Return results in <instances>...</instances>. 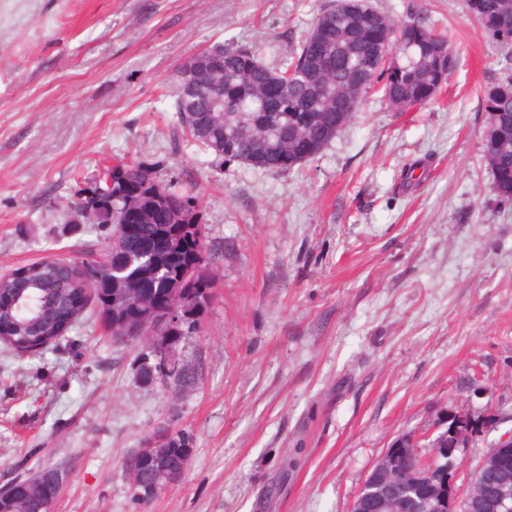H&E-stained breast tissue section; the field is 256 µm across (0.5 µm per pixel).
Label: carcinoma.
Here are the masks:
<instances>
[{
    "instance_id": "obj_1",
    "label": "carcinoma",
    "mask_w": 512,
    "mask_h": 512,
    "mask_svg": "<svg viewBox=\"0 0 512 512\" xmlns=\"http://www.w3.org/2000/svg\"><path fill=\"white\" fill-rule=\"evenodd\" d=\"M476 0L466 7L477 24L504 49L512 50V0H488L491 10L475 9ZM349 0H333L316 15L310 32L299 47L278 67H271L250 47L228 45L215 50L224 65L191 56L179 63L176 72L194 67L189 81L173 77L171 87L178 124L204 152L226 163L237 162L256 169L286 171L305 161L293 156L294 142L310 140L315 153L336 136L358 107L352 88L370 79V88L381 87L387 104L398 112L422 108L427 102L420 94L432 89L436 99L452 75L456 50L448 37L429 27L415 15L396 21L376 10L369 0H357L359 12L348 14ZM380 23L399 33L388 46L369 39V30ZM317 38L326 48V66L312 58L310 39ZM396 59L398 68L385 77L380 65L387 57ZM511 67L484 92V158L493 177L512 167V54ZM285 88L279 110L263 105L268 88ZM126 184L112 186V229L125 224L127 193L136 191L142 219L126 224L132 241L125 247L104 239L100 260L37 261L19 266L0 277V345L18 354L48 350L72 329L87 311L78 300L83 284L91 282L96 296V316L110 336L122 343L138 344L140 336L124 335L112 327V293L120 289L131 299L147 303L171 300L186 311L183 333L156 335L172 352L187 336L198 332L201 318L189 293L199 291L198 283L187 282L177 296L171 288L183 267L204 256L202 217L196 198L187 195L177 182H164L154 170L140 162L124 163ZM146 379L157 381L176 393L191 389L199 380V367L179 361L170 373L143 367ZM167 447L176 460L188 447L190 437L169 424ZM137 481L148 482L158 491L169 484V473L143 467L132 454L126 462ZM57 469H44L29 476L19 474L16 483L4 491L9 512H53L47 483ZM479 482L493 487L512 486V467L498 472H481Z\"/></svg>"
}]
</instances>
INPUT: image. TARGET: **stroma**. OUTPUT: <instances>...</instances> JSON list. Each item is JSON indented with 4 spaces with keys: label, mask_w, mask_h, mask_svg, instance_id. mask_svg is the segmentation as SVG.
<instances>
[{
    "label": "stroma",
    "mask_w": 512,
    "mask_h": 512,
    "mask_svg": "<svg viewBox=\"0 0 512 512\" xmlns=\"http://www.w3.org/2000/svg\"><path fill=\"white\" fill-rule=\"evenodd\" d=\"M328 2L0 0V274L95 239L55 210L110 157L198 198L217 253L181 394L89 315L43 354L0 345V486L55 466L56 512H350L385 448L438 434L447 408L496 420L460 450V485L512 431V201L482 143L505 52L465 0H370L426 14L457 65L424 108L368 97L309 161L221 164L176 125L184 57L231 41L279 63ZM164 422L192 455L141 505L125 463ZM177 361L179 365L171 373L165 374L159 369L152 371L145 365L143 375L148 380H158L162 386L176 393L193 388L199 380L200 368L187 361H182L180 357L177 358Z\"/></svg>",
    "instance_id": "35a3bbf8"
}]
</instances>
